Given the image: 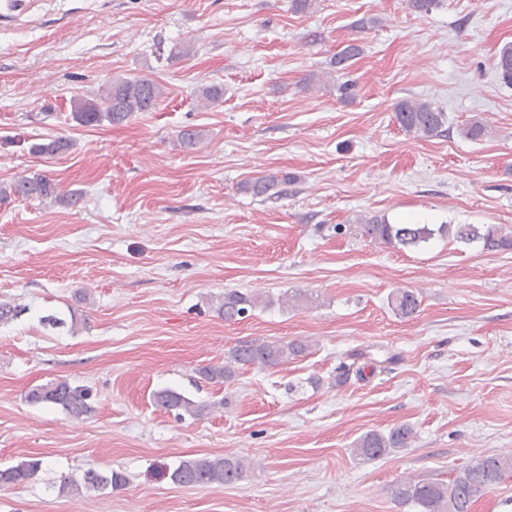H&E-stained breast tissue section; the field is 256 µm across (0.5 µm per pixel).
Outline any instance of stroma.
<instances>
[{
	"label": "stroma",
	"instance_id": "1",
	"mask_svg": "<svg viewBox=\"0 0 512 512\" xmlns=\"http://www.w3.org/2000/svg\"><path fill=\"white\" fill-rule=\"evenodd\" d=\"M30 0L0 21V186L42 174L76 205L0 200V301L28 306L0 327V466L39 459L0 488V512H409L403 478L446 481L484 455L512 457V251L445 239L391 247L358 219L512 225V0ZM191 42L193 55L164 50ZM352 81L307 87L348 43ZM156 80L151 112L82 126L75 99L114 77ZM205 85L224 89L208 110ZM446 112L434 138L404 132L403 99ZM475 120L489 136L471 141ZM197 130L192 148L181 130ZM64 137L62 155L30 143ZM287 172L268 199L247 182ZM417 294L410 318L388 297ZM265 299L232 321L224 292ZM76 316L77 332L44 327ZM302 340L276 368L200 370L245 342ZM362 376L337 384L340 363ZM90 386L91 415L29 405L31 386ZM171 388L211 403L179 418L153 402ZM406 424L410 447L353 456L365 433ZM247 458L233 485L181 487L179 460ZM128 482L103 496L58 495L87 469ZM42 467L39 459L24 460L15 465L0 467V487L16 486L28 482Z\"/></svg>",
	"mask_w": 512,
	"mask_h": 512
}]
</instances>
